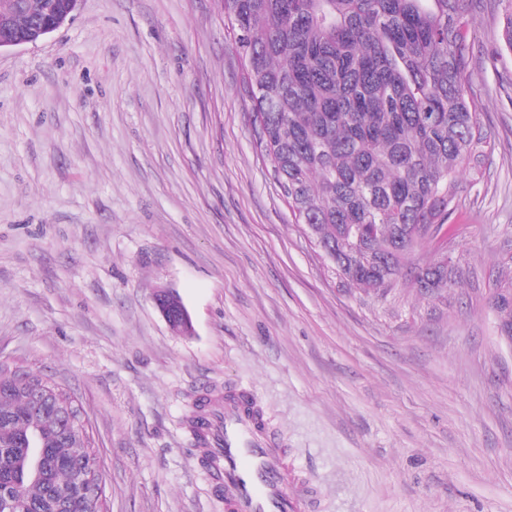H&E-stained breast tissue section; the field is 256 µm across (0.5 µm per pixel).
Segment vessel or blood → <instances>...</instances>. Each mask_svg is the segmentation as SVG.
<instances>
[{"label": "vessel or blood", "mask_w": 512, "mask_h": 512, "mask_svg": "<svg viewBox=\"0 0 512 512\" xmlns=\"http://www.w3.org/2000/svg\"><path fill=\"white\" fill-rule=\"evenodd\" d=\"M200 433L226 512H303L309 506L308 497L288 480L282 440L247 395L227 394L223 410Z\"/></svg>", "instance_id": "1"}]
</instances>
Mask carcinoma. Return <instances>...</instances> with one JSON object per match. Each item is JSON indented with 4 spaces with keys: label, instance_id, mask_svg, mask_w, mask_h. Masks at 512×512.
I'll list each match as a JSON object with an SVG mask.
<instances>
[{
    "label": "carcinoma",
    "instance_id": "1",
    "mask_svg": "<svg viewBox=\"0 0 512 512\" xmlns=\"http://www.w3.org/2000/svg\"><path fill=\"white\" fill-rule=\"evenodd\" d=\"M43 0H0V24L22 31ZM482 0H223L227 33L243 60L257 148L268 158L298 224L316 244L361 260L336 274L363 290L410 281L434 295L462 275L411 262L418 224L450 220L460 178L481 174L490 144L470 95L468 32ZM502 48L512 52V0ZM501 336H512V281L489 299ZM36 373L0 363V512H86L83 448L106 512L104 465L89 421L70 432L53 409L76 405L49 378V407L26 399ZM43 450L35 467L27 436Z\"/></svg>",
    "mask_w": 512,
    "mask_h": 512
}]
</instances>
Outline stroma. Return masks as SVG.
Wrapping results in <instances>:
<instances>
[{
    "instance_id": "stroma-1",
    "label": "stroma",
    "mask_w": 512,
    "mask_h": 512,
    "mask_svg": "<svg viewBox=\"0 0 512 512\" xmlns=\"http://www.w3.org/2000/svg\"><path fill=\"white\" fill-rule=\"evenodd\" d=\"M492 141L436 296L336 276L256 147L222 0H81L0 52V362L77 400L109 512H224L187 422L248 391L309 512H512V52L477 10ZM175 288L193 333L153 302ZM489 303L497 313L499 335L512 336V281L499 282ZM173 292L171 288H157L154 293L155 304L173 333L177 335H189L192 332V320L187 308L185 306L182 308L181 314L176 320H169L167 311L162 307L164 301Z\"/></svg>"
}]
</instances>
